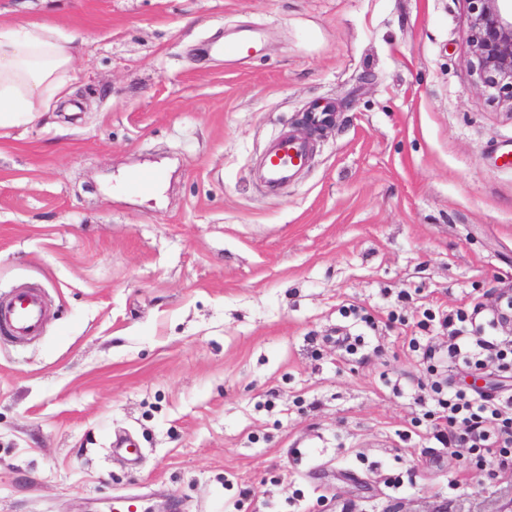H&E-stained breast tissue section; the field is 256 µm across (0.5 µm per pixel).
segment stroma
<instances>
[{
    "label": "stroma",
    "mask_w": 512,
    "mask_h": 512,
    "mask_svg": "<svg viewBox=\"0 0 512 512\" xmlns=\"http://www.w3.org/2000/svg\"><path fill=\"white\" fill-rule=\"evenodd\" d=\"M82 33L79 79L0 128V512H512L460 478L416 398L424 313L477 322L512 285V111L470 68L467 0H0ZM259 29L260 52L212 44ZM335 119L280 193L255 175L299 112ZM156 166L160 192L117 190ZM449 388L512 394L489 365ZM132 437L135 463L112 451ZM47 309L34 290L13 291L0 295V337L36 336L43 325Z\"/></svg>",
    "instance_id": "obj_1"
}]
</instances>
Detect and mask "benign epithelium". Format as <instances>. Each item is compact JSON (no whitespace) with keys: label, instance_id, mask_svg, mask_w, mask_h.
Here are the masks:
<instances>
[{"label":"benign epithelium","instance_id":"obj_1","mask_svg":"<svg viewBox=\"0 0 512 512\" xmlns=\"http://www.w3.org/2000/svg\"><path fill=\"white\" fill-rule=\"evenodd\" d=\"M468 9L479 82L512 107V0H468Z\"/></svg>","mask_w":512,"mask_h":512}]
</instances>
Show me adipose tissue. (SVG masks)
<instances>
[{"instance_id":"obj_1","label":"adipose tissue","mask_w":512,"mask_h":512,"mask_svg":"<svg viewBox=\"0 0 512 512\" xmlns=\"http://www.w3.org/2000/svg\"><path fill=\"white\" fill-rule=\"evenodd\" d=\"M71 44L54 27L0 20V128L28 122L49 96L75 81Z\"/></svg>"}]
</instances>
